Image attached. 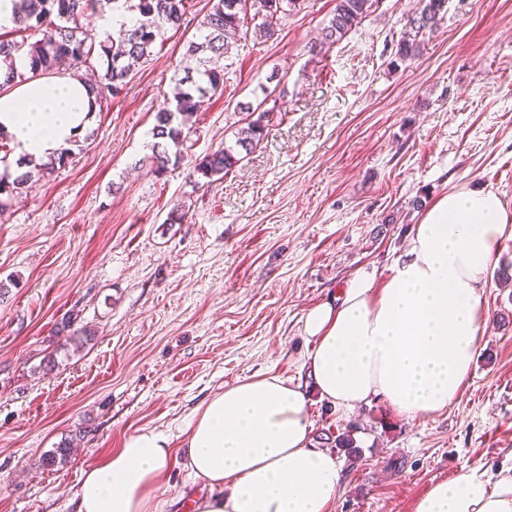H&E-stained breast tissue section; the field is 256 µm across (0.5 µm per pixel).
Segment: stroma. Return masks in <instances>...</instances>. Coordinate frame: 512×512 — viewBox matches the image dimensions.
I'll return each mask as SVG.
<instances>
[{
  "mask_svg": "<svg viewBox=\"0 0 512 512\" xmlns=\"http://www.w3.org/2000/svg\"><path fill=\"white\" fill-rule=\"evenodd\" d=\"M417 6L378 0L321 49L335 0H299L272 39L238 48L223 93L191 119L184 161L157 176L155 112L210 8L189 0L72 160L12 200L0 215V512H73L87 469L142 430L180 445L195 406L226 385L306 383L308 311L357 274L387 277L426 207L461 185L512 204V0H448L419 56L392 67ZM268 92L287 105L268 138L223 178L195 172ZM180 203L187 216L168 223ZM483 299L491 319L448 409L410 420L380 399L346 412L311 394L312 443L345 471L335 512H413L461 468L512 465V284L489 278ZM342 433L354 449L337 447ZM67 441V461L46 465Z\"/></svg>",
  "mask_w": 512,
  "mask_h": 512,
  "instance_id": "35a3bbf8",
  "label": "stroma"
}]
</instances>
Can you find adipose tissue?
<instances>
[{
    "instance_id": "adipose-tissue-1",
    "label": "adipose tissue",
    "mask_w": 512,
    "mask_h": 512,
    "mask_svg": "<svg viewBox=\"0 0 512 512\" xmlns=\"http://www.w3.org/2000/svg\"><path fill=\"white\" fill-rule=\"evenodd\" d=\"M96 110L91 83L69 72L0 88V133L13 163L71 149ZM512 206L495 190L459 187L441 195L416 225L387 278L353 277L307 314L313 339L304 367L321 397L351 411L382 398L418 419L447 409L466 384L489 319L483 290ZM301 384L256 375L198 405L181 431H141L88 469L74 512H157V492L184 461L202 493L189 512H334L344 480L338 457L313 447ZM414 512H512V466L486 478L474 469L434 484Z\"/></svg>"
}]
</instances>
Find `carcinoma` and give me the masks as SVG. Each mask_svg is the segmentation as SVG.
<instances>
[{
  "label": "carcinoma",
  "instance_id": "1",
  "mask_svg": "<svg viewBox=\"0 0 512 512\" xmlns=\"http://www.w3.org/2000/svg\"><path fill=\"white\" fill-rule=\"evenodd\" d=\"M14 32H27L36 37L29 42L0 37V73L3 84L24 80V74L15 68L19 56L28 58L30 70L40 75L52 74L62 68L78 71L92 64L93 56L103 59L105 66L97 87V104L117 97L127 84L136 66L147 62L157 41L167 29H179L187 12V0H125L126 10L132 13L129 23L112 32V40L96 43L81 24L89 11H94L101 0H17ZM376 0H336L330 25L324 28L322 45L330 46L355 30L371 14ZM299 0H212V6L197 29L198 36L187 42L186 53L197 58L196 71H186L174 77L171 96L159 104L155 114L152 135L170 141L168 146L152 156L153 172H164L171 161L184 157L183 128L197 112L201 99L223 90L224 75L212 66L213 61L229 56L241 39L247 38L249 21L255 35L271 38L281 19ZM447 0H419L418 10L407 18L405 31L396 44L395 56L401 62L414 60L419 53L420 36L433 30L445 11ZM251 115L246 126L238 132L235 146L221 147L203 157L196 171L205 177L224 176L240 161L241 152H250L269 134V126L276 114L286 111L280 106L256 108L246 106ZM31 172L14 178L0 175V213L7 200L23 193Z\"/></svg>",
  "mask_w": 512,
  "mask_h": 512
}]
</instances>
